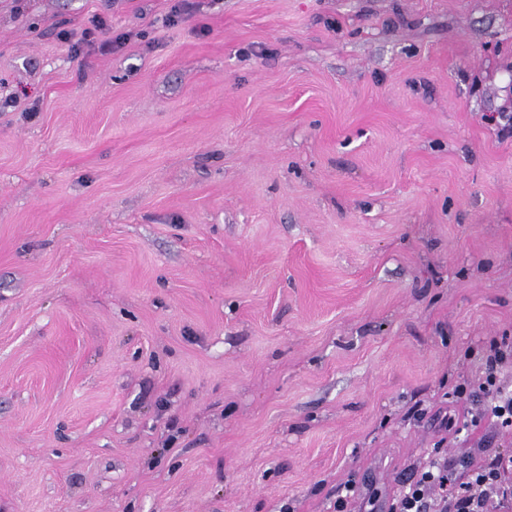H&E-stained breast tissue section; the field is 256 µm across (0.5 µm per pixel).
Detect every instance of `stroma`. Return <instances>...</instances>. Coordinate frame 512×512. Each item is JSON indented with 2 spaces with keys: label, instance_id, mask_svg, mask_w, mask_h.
Here are the masks:
<instances>
[{
  "label": "stroma",
  "instance_id": "1",
  "mask_svg": "<svg viewBox=\"0 0 512 512\" xmlns=\"http://www.w3.org/2000/svg\"><path fill=\"white\" fill-rule=\"evenodd\" d=\"M174 2L0 0V512H388L512 337V0ZM109 32V27L106 20L97 18L92 21L91 28H85L80 34V37L75 39L74 34L63 32L62 37L71 43V49L75 55L81 54L85 46L94 44L100 35H105Z\"/></svg>",
  "mask_w": 512,
  "mask_h": 512
}]
</instances>
